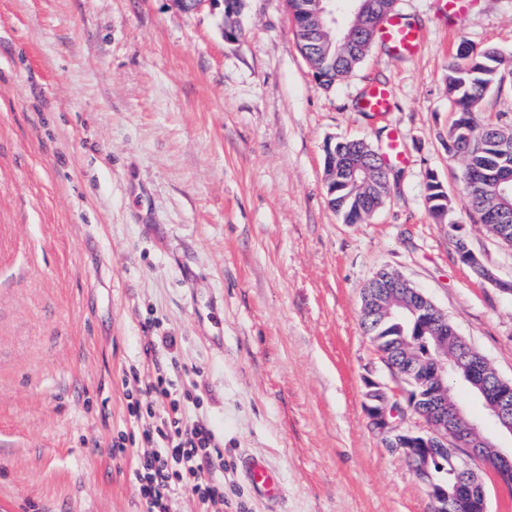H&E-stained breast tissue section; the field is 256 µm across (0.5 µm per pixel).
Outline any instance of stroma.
Masks as SVG:
<instances>
[{
  "instance_id": "obj_1",
  "label": "stroma",
  "mask_w": 512,
  "mask_h": 512,
  "mask_svg": "<svg viewBox=\"0 0 512 512\" xmlns=\"http://www.w3.org/2000/svg\"><path fill=\"white\" fill-rule=\"evenodd\" d=\"M398 0L422 36L406 57L374 42L350 77L321 85L285 0H0V512H147L124 379L163 366L189 420L224 456V512H432L404 458L371 428L365 375L398 405L407 385L361 325V293L402 275L512 380V246L465 208L448 154L445 76L460 43L512 66V0ZM386 86L393 108L358 107ZM407 161L392 192L342 223L324 147L363 138ZM443 183L460 259L426 201ZM173 346L152 349L154 337ZM279 473L257 495L246 459Z\"/></svg>"
}]
</instances>
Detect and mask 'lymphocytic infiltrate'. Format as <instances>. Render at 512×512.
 Here are the masks:
<instances>
[{"instance_id":"obj_1","label":"lymphocytic infiltrate","mask_w":512,"mask_h":512,"mask_svg":"<svg viewBox=\"0 0 512 512\" xmlns=\"http://www.w3.org/2000/svg\"><path fill=\"white\" fill-rule=\"evenodd\" d=\"M136 394L149 396L150 407L132 403V414L146 412L142 438L147 445L138 468V492L148 512H169L175 487L182 486L197 497L207 512H224V485L208 479L211 468L222 465L223 456L211 428L188 423L185 409L174 396L172 383L157 376L140 386L138 374L126 380Z\"/></svg>"}]
</instances>
